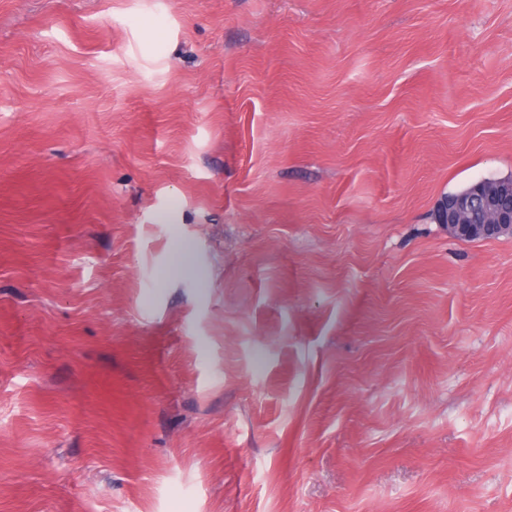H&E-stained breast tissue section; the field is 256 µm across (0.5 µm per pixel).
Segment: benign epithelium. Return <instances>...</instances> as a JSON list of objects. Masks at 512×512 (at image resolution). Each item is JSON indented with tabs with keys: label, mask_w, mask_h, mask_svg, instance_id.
<instances>
[{
	"label": "benign epithelium",
	"mask_w": 512,
	"mask_h": 512,
	"mask_svg": "<svg viewBox=\"0 0 512 512\" xmlns=\"http://www.w3.org/2000/svg\"><path fill=\"white\" fill-rule=\"evenodd\" d=\"M439 223L455 238L495 239L512 235V178L482 179L468 190L444 197Z\"/></svg>",
	"instance_id": "obj_1"
}]
</instances>
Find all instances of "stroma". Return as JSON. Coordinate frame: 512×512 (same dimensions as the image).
I'll return each mask as SVG.
<instances>
[{"label":"stroma","mask_w":512,"mask_h":512,"mask_svg":"<svg viewBox=\"0 0 512 512\" xmlns=\"http://www.w3.org/2000/svg\"><path fill=\"white\" fill-rule=\"evenodd\" d=\"M512 0H0V512H512ZM448 233L455 238L495 239L512 235V178L482 179L438 204Z\"/></svg>","instance_id":"obj_1"}]
</instances>
